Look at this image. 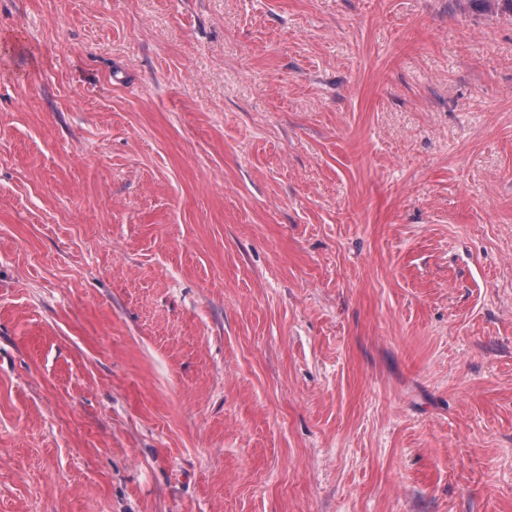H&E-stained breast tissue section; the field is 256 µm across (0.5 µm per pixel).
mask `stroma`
Instances as JSON below:
<instances>
[{
	"label": "stroma",
	"mask_w": 512,
	"mask_h": 512,
	"mask_svg": "<svg viewBox=\"0 0 512 512\" xmlns=\"http://www.w3.org/2000/svg\"><path fill=\"white\" fill-rule=\"evenodd\" d=\"M0 512H512V17L0 0Z\"/></svg>",
	"instance_id": "stroma-1"
}]
</instances>
